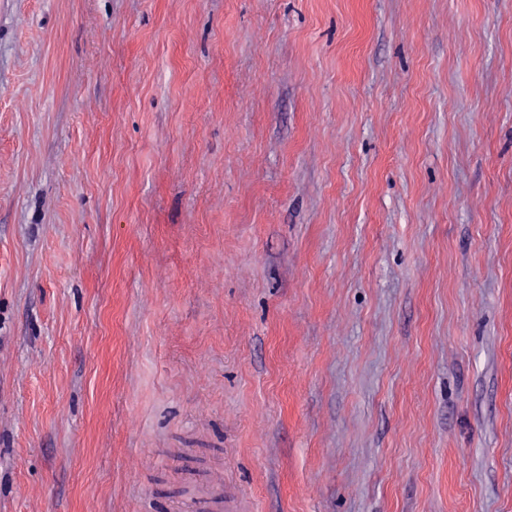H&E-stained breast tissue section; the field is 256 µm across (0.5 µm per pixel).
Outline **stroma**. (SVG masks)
I'll list each match as a JSON object with an SVG mask.
<instances>
[{
  "mask_svg": "<svg viewBox=\"0 0 512 512\" xmlns=\"http://www.w3.org/2000/svg\"><path fill=\"white\" fill-rule=\"evenodd\" d=\"M512 512V0H0V512Z\"/></svg>",
  "mask_w": 512,
  "mask_h": 512,
  "instance_id": "1",
  "label": "stroma"
}]
</instances>
